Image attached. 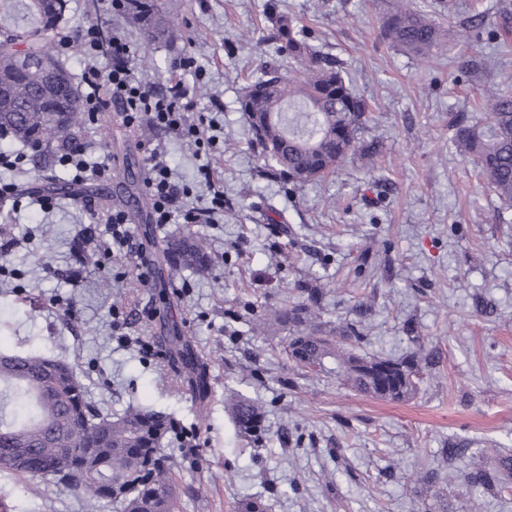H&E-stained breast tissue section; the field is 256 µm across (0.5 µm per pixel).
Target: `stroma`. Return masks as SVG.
Returning a JSON list of instances; mask_svg holds the SVG:
<instances>
[{"mask_svg": "<svg viewBox=\"0 0 512 512\" xmlns=\"http://www.w3.org/2000/svg\"><path fill=\"white\" fill-rule=\"evenodd\" d=\"M501 2L415 0L445 32L422 59L382 32L396 0H156L161 24L150 40L128 8L69 0L60 33L121 29L138 74L155 86L179 56H193L181 77L218 141L199 153L105 110L76 137L108 157L109 171L47 209L31 192H48L72 168L54 156L0 168V182L20 192L0 203V226L20 240L0 255V350L64 359L102 411L134 404L171 416L162 448L174 461L173 512H234L245 495L266 512H470L477 496L483 512H512V482L482 495L464 479L472 466L497 467V449L512 451V208L451 144L454 116L481 112L488 88L512 92V14ZM271 12L299 21L311 52L338 62L368 102L384 142L373 168L353 159L293 194L265 172L239 99L262 69L293 67L268 39ZM477 14L482 34L460 38ZM148 143L164 147L195 203L209 197L199 168L213 169L223 219L151 223ZM89 200L127 212L136 255L113 256ZM186 236L203 240L209 275L167 262L171 241ZM306 284L323 291L324 335L360 323L358 354H434L410 399L354 392L335 361L298 366L284 336L254 332L297 304ZM172 319L206 363L205 401L143 349L163 341ZM228 387L262 403L263 440L225 409ZM451 447L468 454L448 464L441 451ZM420 471L437 472L436 482H413ZM0 500L9 512H116L9 473H0Z\"/></svg>", "mask_w": 512, "mask_h": 512, "instance_id": "1", "label": "stroma"}]
</instances>
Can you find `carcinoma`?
<instances>
[{"label": "carcinoma", "instance_id": "obj_1", "mask_svg": "<svg viewBox=\"0 0 512 512\" xmlns=\"http://www.w3.org/2000/svg\"><path fill=\"white\" fill-rule=\"evenodd\" d=\"M64 17L54 0H0V141L32 150L64 145L86 121L68 59L48 44ZM270 21L281 47L297 63L295 75L266 69L239 101L266 171L285 178L294 190L334 172L351 156L372 165L376 145L364 139L371 120L367 102L331 61L310 53L292 20L275 15ZM383 29L417 56L428 54L441 38V29L407 0ZM20 46L29 56L50 58L53 71L41 74L9 63ZM483 106L478 117L453 120L452 144L477 165L499 202L512 208V96L490 91ZM169 260L199 274L209 272L197 239L175 241ZM308 300L310 305H295L278 316L281 325L293 328L288 351L297 365L321 367L334 357L345 383L357 392L401 401L416 391L420 353L397 359L359 356L345 347L362 339L359 329L343 330L337 339L319 335L310 310L317 292L308 291ZM167 342L170 371L193 397L208 398L205 368L183 343L177 325ZM224 404L240 429L256 439L263 435L261 405L233 389L224 393ZM173 429L171 417L134 406L115 416L102 412L64 361L0 352V472L45 479L94 503L111 502L120 512H172L171 460L161 454L160 443ZM510 475L512 458L505 457L499 473L474 467L466 477L470 485L486 489L495 478Z\"/></svg>", "mask_w": 512, "mask_h": 512}]
</instances>
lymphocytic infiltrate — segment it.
I'll use <instances>...</instances> for the list:
<instances>
[{
	"mask_svg": "<svg viewBox=\"0 0 512 512\" xmlns=\"http://www.w3.org/2000/svg\"><path fill=\"white\" fill-rule=\"evenodd\" d=\"M78 50L88 64L83 81L88 88L84 98L87 111L115 109L125 126H148L162 129L177 137L202 143L209 137L206 123L191 124L187 114L195 108L191 91L178 77H171L166 90L158 91L146 79L138 76L126 35L119 31L106 32L97 24H89ZM109 61L108 70H101L97 59ZM148 193L153 201L154 220L171 223L182 216L188 224H209L216 213L224 209V193L213 190L209 205L189 202V193L175 180L156 149H149Z\"/></svg>",
	"mask_w": 512,
	"mask_h": 512,
	"instance_id": "f902f5d3",
	"label": "lymphocytic infiltrate"
}]
</instances>
